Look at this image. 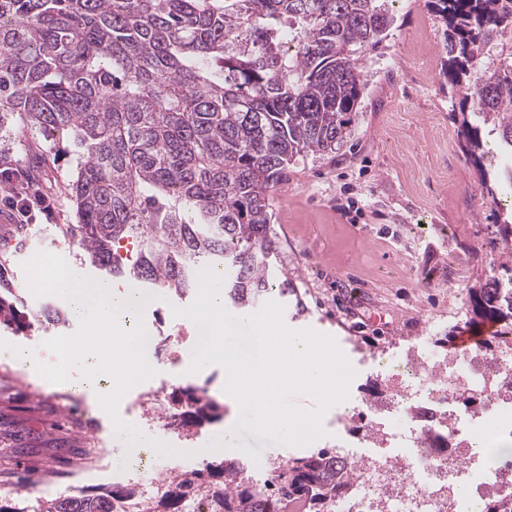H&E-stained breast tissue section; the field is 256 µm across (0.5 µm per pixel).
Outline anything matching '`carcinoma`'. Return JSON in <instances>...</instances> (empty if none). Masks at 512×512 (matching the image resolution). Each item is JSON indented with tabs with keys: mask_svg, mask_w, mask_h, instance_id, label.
I'll return each instance as SVG.
<instances>
[{
	"mask_svg": "<svg viewBox=\"0 0 512 512\" xmlns=\"http://www.w3.org/2000/svg\"><path fill=\"white\" fill-rule=\"evenodd\" d=\"M379 0H0V119L65 146L77 162L70 185L77 223L69 241L112 277L185 302L196 272L225 275L227 307L243 313L271 295L306 312L278 268L271 193L288 166L332 153L350 135L366 87L354 55L382 42ZM444 24L443 76L472 103L465 154L480 169V124L512 152V64L492 67L489 45L512 37V0H432ZM501 269L467 289L469 323L512 339V224L498 229ZM27 327L0 295V324ZM224 405L182 416L183 429ZM22 436L0 421V448ZM325 452L288 460L277 474L281 505L326 512L364 463L338 475ZM238 459L171 481L178 496L210 484L222 512H253V484Z\"/></svg>",
	"mask_w": 512,
	"mask_h": 512,
	"instance_id": "obj_1",
	"label": "carcinoma"
}]
</instances>
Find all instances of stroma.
<instances>
[{"label":"stroma","instance_id":"1","mask_svg":"<svg viewBox=\"0 0 512 512\" xmlns=\"http://www.w3.org/2000/svg\"><path fill=\"white\" fill-rule=\"evenodd\" d=\"M387 8L392 23L383 42L357 59L367 90L350 135L335 153L298 158L272 201L280 258L307 309L305 316L288 314L284 321L336 340L357 371L350 392L355 400L380 354L418 337L467 328L466 291L499 276L491 243L498 224L512 220V193L495 201L483 196L479 174L463 155V112L443 76L440 19L428 0H388ZM0 155L26 168L35 190L57 201L52 216L37 215L21 245L4 253L9 286L23 295L15 306L29 326L1 325L0 346L26 347L43 357L44 308L54 307L64 330L77 332L79 324L57 297L27 293L24 262L37 252L56 251L81 275L99 281L103 274L63 234L76 221L68 190L74 159L61 155L51 140L17 128L0 134ZM146 352L158 371L150 386L205 383L212 395H221V366L190 375V351L177 363L161 358L155 345ZM51 394L15 365L0 362V418L23 436L11 457L0 460L2 500L33 505L60 492L95 491L101 473L91 472L82 482L65 476L70 465L80 464V450L99 448L112 459L125 454L124 441L115 439L109 416L95 401L90 407L100 429L54 432L63 408L47 405ZM137 425L179 450L175 462L182 469L205 463L199 449L212 430L174 437L155 420Z\"/></svg>","mask_w":512,"mask_h":512}]
</instances>
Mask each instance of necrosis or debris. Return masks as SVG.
I'll use <instances>...</instances> for the list:
<instances>
[{"instance_id":"obj_1","label":"necrosis or debris","mask_w":512,"mask_h":512,"mask_svg":"<svg viewBox=\"0 0 512 512\" xmlns=\"http://www.w3.org/2000/svg\"><path fill=\"white\" fill-rule=\"evenodd\" d=\"M378 365L388 397L337 413L329 455L345 464L366 444L377 450L348 492L326 503L327 512H469L470 498L492 494L512 507V464L489 468L471 452L474 441L512 437V346L479 342L448 353L418 342L383 355ZM474 392L481 395L478 410L459 406L460 394ZM354 419L359 430H348ZM131 467L148 472L147 481L125 497L99 489L104 512H143L145 498L170 492L166 468L153 466L148 455ZM462 484L470 498L458 496Z\"/></svg>"}]
</instances>
